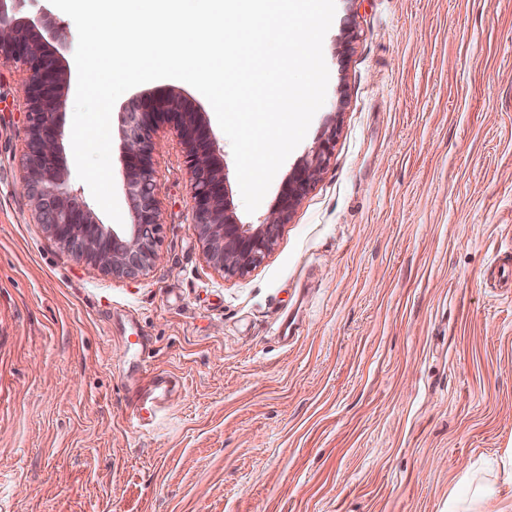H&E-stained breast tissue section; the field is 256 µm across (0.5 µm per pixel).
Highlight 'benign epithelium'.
Segmentation results:
<instances>
[{"instance_id":"obj_1","label":"benign epithelium","mask_w":512,"mask_h":512,"mask_svg":"<svg viewBox=\"0 0 512 512\" xmlns=\"http://www.w3.org/2000/svg\"><path fill=\"white\" fill-rule=\"evenodd\" d=\"M18 0H0V61L26 68L21 91L27 114L26 175L23 190L53 239L87 266L135 278L156 258L159 212L152 155L164 127L176 131L189 170L193 223L206 255L226 275H242L273 249L280 227L324 170L336 140V126L323 130L311 153L284 181L276 206L257 224L238 223L231 211L226 166L203 113L172 91L149 94L120 113V163L131 202L132 222H99L81 194L69 185L63 157L62 92L69 75L53 41L59 30L47 18L17 15Z\"/></svg>"}]
</instances>
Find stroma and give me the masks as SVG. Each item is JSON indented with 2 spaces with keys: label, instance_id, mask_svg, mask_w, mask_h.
Here are the masks:
<instances>
[{
  "label": "stroma",
  "instance_id": "stroma-1",
  "mask_svg": "<svg viewBox=\"0 0 512 512\" xmlns=\"http://www.w3.org/2000/svg\"><path fill=\"white\" fill-rule=\"evenodd\" d=\"M76 74L77 30L50 0ZM327 97L254 213L324 128L326 168L264 261L225 277L192 219L175 133L153 161L160 227L134 279L63 250L22 190L26 72L0 62V512H448L512 504V0H336ZM200 109L186 82L138 85ZM299 329L280 337L284 318ZM177 380L151 431L133 383ZM497 496L496 490L487 484L479 485L463 502H448V512H486L485 505Z\"/></svg>",
  "mask_w": 512,
  "mask_h": 512
}]
</instances>
